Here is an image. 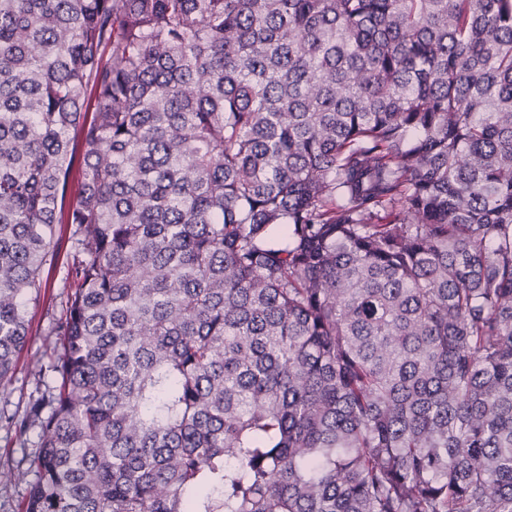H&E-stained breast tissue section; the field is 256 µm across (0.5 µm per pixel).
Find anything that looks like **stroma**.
Returning <instances> with one entry per match:
<instances>
[{"label":"stroma","instance_id":"35a3bbf8","mask_svg":"<svg viewBox=\"0 0 512 512\" xmlns=\"http://www.w3.org/2000/svg\"><path fill=\"white\" fill-rule=\"evenodd\" d=\"M68 236L67 225H57L54 258L43 271L48 287L44 296L27 306L29 341L11 382L0 388V468H10L15 472L11 483L0 484V512H21L29 485L34 479L30 460L36 452L37 433L32 430L26 435H19L14 428L5 425L4 418L24 414L32 399L41 396L45 390V366L56 342L53 322L60 313L66 295L62 284L71 262Z\"/></svg>","mask_w":512,"mask_h":512}]
</instances>
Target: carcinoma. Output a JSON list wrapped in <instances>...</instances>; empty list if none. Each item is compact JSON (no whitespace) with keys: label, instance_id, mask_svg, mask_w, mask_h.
Returning a JSON list of instances; mask_svg holds the SVG:
<instances>
[{"label":"carcinoma","instance_id":"obj_1","mask_svg":"<svg viewBox=\"0 0 512 512\" xmlns=\"http://www.w3.org/2000/svg\"><path fill=\"white\" fill-rule=\"evenodd\" d=\"M58 224L23 512H512V0H0V387Z\"/></svg>","mask_w":512,"mask_h":512}]
</instances>
